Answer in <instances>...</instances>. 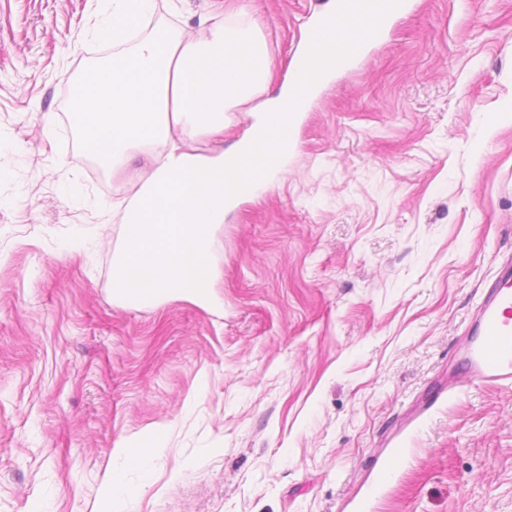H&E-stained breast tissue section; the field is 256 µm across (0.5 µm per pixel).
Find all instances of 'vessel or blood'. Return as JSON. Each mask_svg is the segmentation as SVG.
I'll use <instances>...</instances> for the list:
<instances>
[{"label": "vessel or blood", "instance_id": "1", "mask_svg": "<svg viewBox=\"0 0 512 512\" xmlns=\"http://www.w3.org/2000/svg\"><path fill=\"white\" fill-rule=\"evenodd\" d=\"M355 12L361 17V32L347 28L344 14L331 21L336 34V63L339 70L351 68L372 46L379 44L391 24L409 14L413 0H355ZM325 52L320 42L310 43L296 72L295 97L311 101L316 91L308 82L312 63ZM460 368L483 384L512 386V262L505 263L482 306L479 333L458 360Z\"/></svg>", "mask_w": 512, "mask_h": 512}]
</instances>
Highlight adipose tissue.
<instances>
[{"label": "adipose tissue", "instance_id": "ef3b65f1", "mask_svg": "<svg viewBox=\"0 0 512 512\" xmlns=\"http://www.w3.org/2000/svg\"><path fill=\"white\" fill-rule=\"evenodd\" d=\"M154 7L155 0H112L98 36L115 51L81 74L71 104L85 150L105 168H123L137 150L152 158L121 205L124 240L112 258V288L133 309L171 296L210 303L216 231L236 203L241 153L251 155L259 191L287 167L293 138L286 87L254 114L233 149H185L188 138L222 140L227 112L265 88L268 46L245 18L215 22L201 40L162 25L128 43Z\"/></svg>", "mask_w": 512, "mask_h": 512}]
</instances>
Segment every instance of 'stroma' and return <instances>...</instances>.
Wrapping results in <instances>:
<instances>
[{
	"mask_svg": "<svg viewBox=\"0 0 512 512\" xmlns=\"http://www.w3.org/2000/svg\"><path fill=\"white\" fill-rule=\"evenodd\" d=\"M326 3L153 19L201 39L251 14L271 97ZM107 8L0 0V512H96L111 475L116 512H512V389L455 366L512 256V0H418L226 215L215 303L140 309L112 292L102 210L150 159L106 172L70 120Z\"/></svg>",
	"mask_w": 512,
	"mask_h": 512,
	"instance_id": "obj_1",
	"label": "stroma"
}]
</instances>
